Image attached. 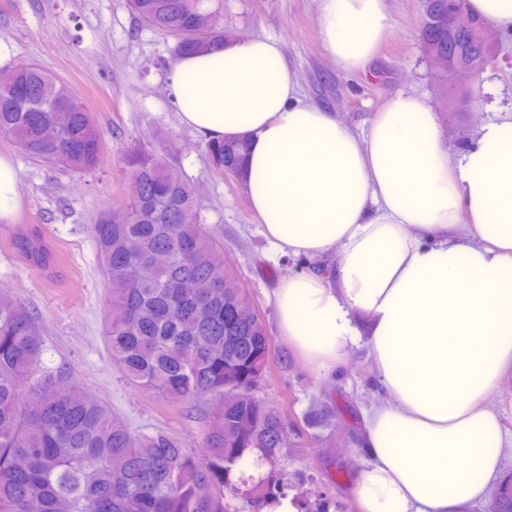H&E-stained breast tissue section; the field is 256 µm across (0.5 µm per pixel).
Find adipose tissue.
Segmentation results:
<instances>
[{
  "mask_svg": "<svg viewBox=\"0 0 512 512\" xmlns=\"http://www.w3.org/2000/svg\"><path fill=\"white\" fill-rule=\"evenodd\" d=\"M318 20L349 72L389 29L384 0H319ZM168 90L198 134L248 139L243 191L280 254L334 259L331 277L289 275L271 300L313 368L353 344L375 365L359 512H473L507 444L488 395L512 369V113L453 152L432 106L400 92L359 133L302 99L269 36L178 56Z\"/></svg>",
  "mask_w": 512,
  "mask_h": 512,
  "instance_id": "adipose-tissue-1",
  "label": "adipose tissue"
}]
</instances>
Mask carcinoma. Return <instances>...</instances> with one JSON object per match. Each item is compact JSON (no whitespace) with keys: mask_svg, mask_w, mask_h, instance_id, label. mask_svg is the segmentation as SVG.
Listing matches in <instances>:
<instances>
[{"mask_svg":"<svg viewBox=\"0 0 512 512\" xmlns=\"http://www.w3.org/2000/svg\"><path fill=\"white\" fill-rule=\"evenodd\" d=\"M146 27L168 35L193 31L199 48L229 38L223 6L204 0H129ZM468 0H422L420 41L426 55L476 57L481 46L468 31L448 35V5ZM32 90L27 106L12 85ZM73 109L68 125L48 136L54 110ZM0 135L24 152L58 158L89 172L103 160L101 132L71 88L37 63L12 69L0 83ZM213 170L240 178L248 153L244 139L206 143ZM128 199L125 220L111 209L91 225L102 271L112 283L106 336L112 362L139 390L176 401L224 399L233 411L212 412L195 455L169 432H135L76 382L58 392L49 375L34 377L43 336L29 313L0 293V512H226L224 491L249 500L256 512L286 495L288 482L240 466L273 465L281 452L282 411L255 395L270 373L266 322L240 283L237 270L218 260L222 244L203 224L195 185L163 154L133 149L123 157ZM152 265L149 278L138 268ZM246 309L234 330L224 306ZM332 406L319 402L304 416L311 439L332 425ZM325 482L315 499L299 495L303 512H343ZM493 512H512V482L494 498Z\"/></svg>","mask_w":512,"mask_h":512,"instance_id":"obj_1","label":"carcinoma"}]
</instances>
